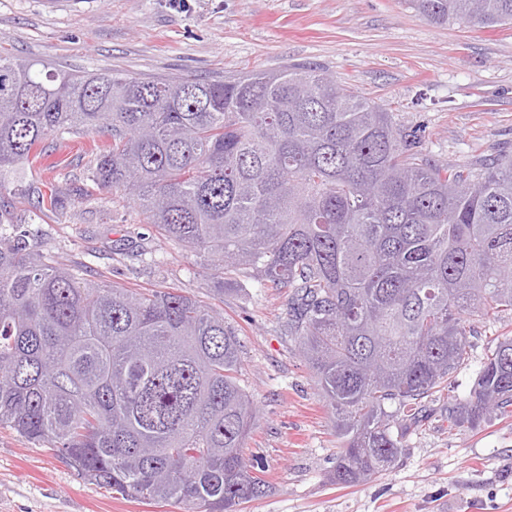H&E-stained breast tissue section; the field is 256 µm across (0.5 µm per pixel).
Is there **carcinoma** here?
I'll list each match as a JSON object with an SVG mask.
<instances>
[{
  "label": "carcinoma",
  "instance_id": "cac0c4a2",
  "mask_svg": "<svg viewBox=\"0 0 512 512\" xmlns=\"http://www.w3.org/2000/svg\"><path fill=\"white\" fill-rule=\"evenodd\" d=\"M436 25L512 24V0H410ZM95 135L87 178L211 276L288 290V332L336 415L330 480L402 453L470 360V318L512 312V153L439 165L380 104L322 69L228 80L50 70L0 55V189L44 143ZM224 316L175 289L84 280L0 231V427L81 477L186 512H239L271 485L244 456L257 410ZM512 413V337L448 426Z\"/></svg>",
  "mask_w": 512,
  "mask_h": 512
}]
</instances>
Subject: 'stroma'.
<instances>
[{"instance_id":"35a3bbf8","label":"stroma","mask_w":512,"mask_h":512,"mask_svg":"<svg viewBox=\"0 0 512 512\" xmlns=\"http://www.w3.org/2000/svg\"><path fill=\"white\" fill-rule=\"evenodd\" d=\"M0 54L68 71L215 80L291 65L323 68L394 112L428 158L463 165L512 149V25H435L408 0H0ZM83 140L54 139L53 169L28 168L21 195L0 190V216L20 219L40 251L82 278L176 288L223 313L241 342L239 378L257 407L246 454L267 496L242 512H512V416L449 427L512 314L473 319L471 361L423 402L395 466L352 487L328 480L341 445L335 419L288 335V296L242 278L212 294L198 258L163 239L137 210L82 177ZM65 206L49 205L51 192ZM0 512H185L85 482L48 448L0 427Z\"/></svg>"}]
</instances>
